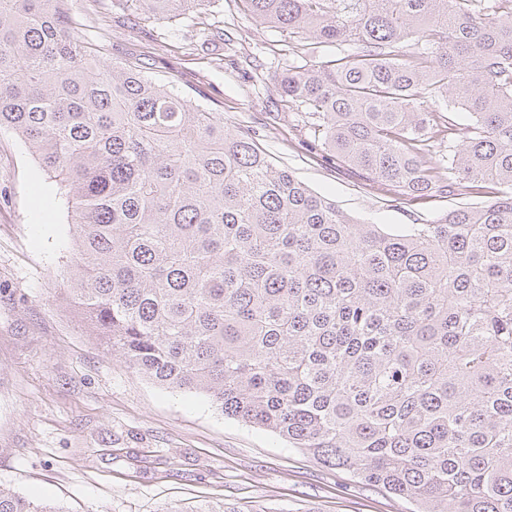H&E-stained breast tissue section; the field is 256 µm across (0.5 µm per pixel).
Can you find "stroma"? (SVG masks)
<instances>
[{"label":"stroma","mask_w":512,"mask_h":512,"mask_svg":"<svg viewBox=\"0 0 512 512\" xmlns=\"http://www.w3.org/2000/svg\"><path fill=\"white\" fill-rule=\"evenodd\" d=\"M74 34L105 63L139 55L148 76L223 113L277 166L374 224L426 222L453 197L406 201L340 164L278 89L302 39L254 22L244 0L172 19L123 0H66ZM71 237L62 201L15 135L0 131V485L64 512H413L274 433L165 389L107 354L60 302Z\"/></svg>","instance_id":"obj_1"}]
</instances>
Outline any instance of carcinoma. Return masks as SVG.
I'll use <instances>...</instances> for the list:
<instances>
[{"label": "carcinoma", "instance_id": "obj_1", "mask_svg": "<svg viewBox=\"0 0 512 512\" xmlns=\"http://www.w3.org/2000/svg\"><path fill=\"white\" fill-rule=\"evenodd\" d=\"M163 19L205 0H127ZM355 51L279 89L336 160L428 224H365L136 62L64 0H0V130L63 190L64 301L150 383L208 396L415 512H512V0H246ZM0 512H64L0 486Z\"/></svg>", "mask_w": 512, "mask_h": 512}]
</instances>
